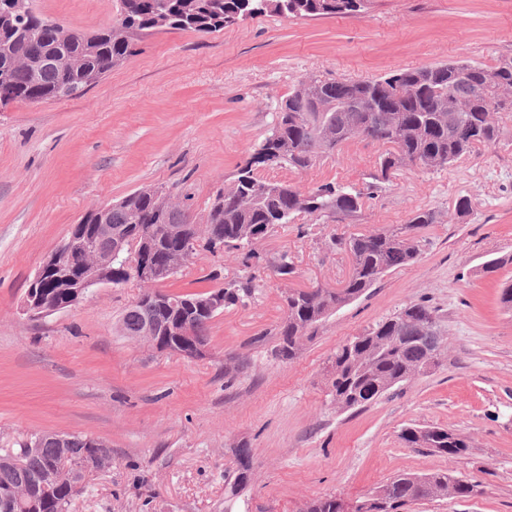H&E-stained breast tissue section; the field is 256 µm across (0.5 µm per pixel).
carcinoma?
<instances>
[{
  "mask_svg": "<svg viewBox=\"0 0 512 512\" xmlns=\"http://www.w3.org/2000/svg\"><path fill=\"white\" fill-rule=\"evenodd\" d=\"M371 0H121L127 6L121 21L95 31L90 40L69 50L73 64L61 67L42 61L56 53L57 31L48 19L36 14L29 25L36 40L7 24L0 25V106L14 102L31 104L64 97L71 83L89 87L120 65L132 53V35L161 27L212 34L254 16L266 13L295 18L357 17L369 9ZM315 88L303 81L288 95L277 112L269 133L251 156L238 167L233 183L217 191L206 223L218 225L224 246L252 245L274 226L288 224L299 214L328 217L344 224L356 216L364 198L384 189L400 167L412 164L425 171L443 168L478 144L493 145L501 136L495 114L509 109L499 100L498 90L512 89V61L488 68L473 62L400 69L379 78L342 82L313 78ZM402 87L393 95L394 85ZM364 138L385 146L370 174L366 191L328 182L304 192L286 181L273 183L259 177L256 166L305 170L318 158L336 151L341 144ZM187 211L169 209L163 193L154 187L139 189L112 205L114 227L131 231L149 244V260L162 272L180 256L179 239L168 228L184 223ZM435 222L431 211H418L409 222L381 227L367 234L333 238L332 244L348 252L352 260L349 277L341 288L290 289L285 293V318L277 331L274 355L295 357L304 338L343 304L361 297L390 270L415 262L422 254L423 239L416 231ZM224 304L235 305L251 297V282L237 281L222 288ZM178 320L179 313L152 301L131 305L123 314L122 335L140 336L147 318ZM212 319L199 313L189 319L194 336L207 341ZM424 336H443L436 310L425 301L412 302L336 347L330 358L329 395L336 407H365L421 373L429 359ZM48 432L33 433L16 448H0V512H67L81 485L64 472L68 466L95 451V438L68 434L65 447L52 441ZM401 438L409 446L428 448L446 456H460L468 445L455 433L440 427H407ZM238 471L224 479L225 499L235 503L250 479L251 449L245 443L235 449ZM62 471L49 490L35 486L33 493L12 498L23 479H38L51 465ZM427 482L429 495L448 494V473L422 477L402 473L382 488L387 490L380 512H399L417 500L416 481ZM304 512H341L338 498H317Z\"/></svg>",
  "mask_w": 512,
  "mask_h": 512,
  "instance_id": "cac0c4a2",
  "label": "carcinoma"
}]
</instances>
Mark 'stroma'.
I'll return each instance as SVG.
<instances>
[{"label":"stroma","mask_w":512,"mask_h":512,"mask_svg":"<svg viewBox=\"0 0 512 512\" xmlns=\"http://www.w3.org/2000/svg\"><path fill=\"white\" fill-rule=\"evenodd\" d=\"M73 31L112 25L121 0H34ZM73 98L0 108V444L35 432L89 436L112 465L89 472L67 512H225L224 475L248 444L251 477L234 512H302L312 499L366 500L402 472L445 471L480 494L412 502L401 512H512V111L498 143L425 172L402 167L350 224L298 215L252 249H201L164 283L205 293L245 277L252 298L217 312L206 353L186 358L122 336L144 292L102 285L79 304L30 318L21 303L53 248L90 210L161 186L205 223L215 192L271 129L278 106L311 75L377 78L396 69L512 58V0H373L358 18L256 16L203 35L163 28ZM382 148L353 139L303 170L267 169L302 190L364 188ZM472 210H456L459 197ZM430 210L419 260L387 272L328 315L292 360L275 359L283 295L340 286L351 258L332 237L407 223ZM288 254L295 273L273 270ZM500 258L496 271L487 261ZM424 299L444 332L441 363L359 410L327 395L338 344ZM463 438V455L407 445L408 426Z\"/></svg>","instance_id":"35a3bbf8"}]
</instances>
